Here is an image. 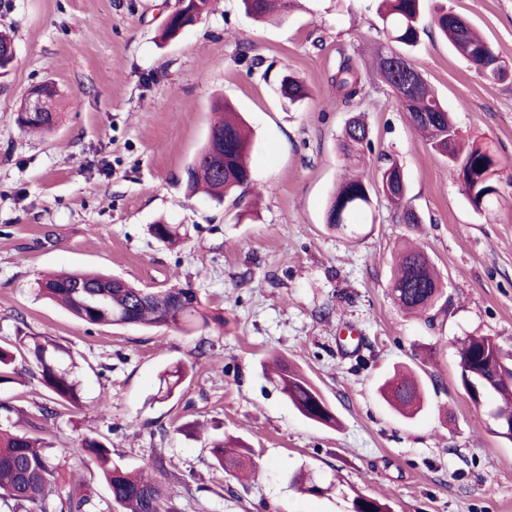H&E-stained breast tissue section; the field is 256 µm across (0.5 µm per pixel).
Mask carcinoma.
<instances>
[{"label":"carcinoma","mask_w":512,"mask_h":512,"mask_svg":"<svg viewBox=\"0 0 512 512\" xmlns=\"http://www.w3.org/2000/svg\"><path fill=\"white\" fill-rule=\"evenodd\" d=\"M181 8L163 28V37L174 39L185 24L195 26L209 9L210 0H180ZM247 14L282 22L294 6V0H241ZM424 0H379L378 15L387 41L411 50L416 48L431 29L446 38L453 51L476 73L487 75L500 66L497 80L509 77L507 64L484 37L448 6L434 5L430 15L424 14ZM408 56L394 50L377 52L375 78L392 92L408 112L414 130L427 142L435 158L448 166V173L462 185L474 209L488 205L485 197L489 184L482 181L489 166L503 171L512 161L501 157L486 143H461L457 127L441 100L429 88L422 74H417L413 89L404 90L398 84L389 56ZM333 94L328 102L332 108L346 106L364 93V84L353 59L340 61L331 78ZM280 96L294 105L309 96L306 85L290 72L282 73L277 81ZM216 119L210 126L205 145L185 168L184 179L192 192L203 190L221 202L245 189L251 180L247 163L251 145L246 124L239 113L225 101L213 103ZM56 112L31 118L19 109L16 122L22 128L49 131ZM369 130L358 119H351L342 137L341 149L346 159L354 161L369 143ZM384 197L405 224H419L421 218L406 202V181L401 166L393 161L368 183L358 176H347L338 184L326 210V224L339 230L346 228L350 217L370 209L374 199ZM182 225L159 220L149 228L151 236L167 244L182 238ZM97 273H61L38 282L39 294L63 305L70 313L91 325H135L184 330L192 325L206 328L224 325V320L207 314L197 291L191 285L172 284L167 288L147 290L122 279ZM81 289H76V286ZM395 305L410 314L424 313L441 299L444 287L427 254L417 248L399 252L391 283ZM495 341L489 336L466 339L458 350L457 368L462 384L469 374L482 370L492 354ZM34 356L41 383L56 400L73 406L81 402L79 382L71 369L61 367L59 358L64 351L43 336L17 344H0V381L9 379L16 358L23 353ZM288 402L306 419L324 425H335L337 419L321 390L299 369L276 358L265 367ZM187 374L186 366L166 368L159 376L158 393L171 397ZM490 396L497 398L495 413L512 419V385L493 386ZM385 402L404 417L419 412L424 389L409 373L397 372L380 387ZM13 407L0 402V509L5 512H89L90 498L73 486L66 496L55 493L62 475V465L51 444L16 430L10 415ZM82 450L96 464L107 483L112 501L121 512H177L167 485V458L157 453L148 469H129L112 458L110 445L96 437L82 440ZM210 453L215 464L253 481L261 471L252 460L249 449L232 441L215 439ZM352 512H390L387 503L378 498L359 496L353 500Z\"/></svg>","instance_id":"1"}]
</instances>
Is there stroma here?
<instances>
[{
    "mask_svg": "<svg viewBox=\"0 0 512 512\" xmlns=\"http://www.w3.org/2000/svg\"><path fill=\"white\" fill-rule=\"evenodd\" d=\"M446 3L512 64V0ZM176 6L0 0V30L16 46L0 74V343L45 336L69 347L81 404L54 402L29 355L0 384V401L59 450L93 512L116 510L83 455L85 436L109 438L113 458L134 468L164 453L177 512H351L359 496L392 512H512V442L494 434L492 401L471 402L456 367L469 336L492 337L512 356V169L497 199L475 210L387 88L369 80L350 105L329 107L339 60L367 69L385 41L378 0H296L278 24L255 22L240 0H212L195 27L162 42ZM410 58L462 134L512 160V81L478 75L434 32ZM286 70L309 89L300 106L277 93ZM46 81L62 93L60 119L51 132L24 131L18 106ZM218 96L254 131L252 183L221 203L188 196L181 182ZM354 117L369 128L364 180L397 161L420 226L400 223L378 198L347 229L328 228L329 198L346 172L341 135ZM161 218L184 225L187 238L155 240L148 227ZM406 239L444 285L446 306L422 318L389 295ZM60 270L148 289L191 284L224 328L87 324L39 297V280ZM275 357L310 377L337 425L306 419L281 395L261 369ZM177 363L186 380L156 401L159 374ZM404 368L424 386V408L409 419L379 392ZM45 404L54 415H40ZM214 438L249 448L261 479L215 467ZM302 470L321 494L291 485Z\"/></svg>",
    "mask_w": 512,
    "mask_h": 512,
    "instance_id": "1",
    "label": "stroma"
}]
</instances>
